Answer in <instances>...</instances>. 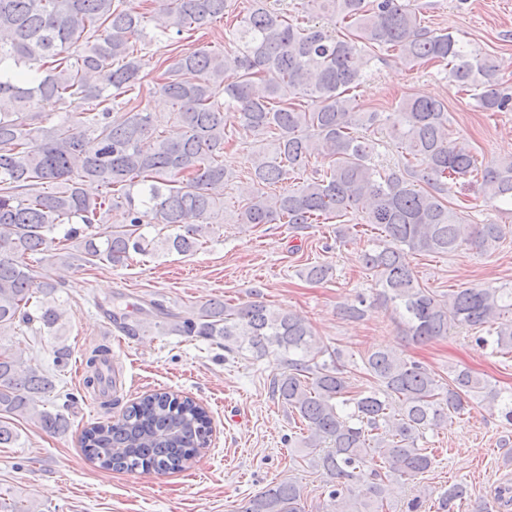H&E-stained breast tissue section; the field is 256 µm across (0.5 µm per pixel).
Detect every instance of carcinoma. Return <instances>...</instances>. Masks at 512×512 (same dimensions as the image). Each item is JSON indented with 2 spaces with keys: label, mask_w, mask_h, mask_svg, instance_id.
I'll return each instance as SVG.
<instances>
[{
  "label": "carcinoma",
  "mask_w": 512,
  "mask_h": 512,
  "mask_svg": "<svg viewBox=\"0 0 512 512\" xmlns=\"http://www.w3.org/2000/svg\"><path fill=\"white\" fill-rule=\"evenodd\" d=\"M425 5L416 0H299L296 9L347 24L351 38L321 25L300 26L266 0H248L245 14L233 0H0V334L35 329L57 336L63 314L56 305L62 280L40 274L32 256L62 266L76 262L123 265L131 254L154 256L199 250L224 217L227 139L224 110L233 109L260 148L250 157V182L241 193L239 224H289L304 230L322 217L360 213L377 231L362 255L377 277V299L403 309L406 335L425 343L454 327L486 332L476 342L512 352V289L460 288L437 294L417 283L404 252L452 254L464 246L487 251L504 236L492 220L469 224L447 200L448 181L480 175L492 205L512 206V160L486 165L469 146L450 137L448 105L408 95L380 119L350 95L359 87L357 42L397 52L409 65L443 63L453 81L473 93L477 107L502 112L512 95L496 84L498 61L466 49L452 34L421 24ZM225 16L239 54L201 46L172 62L157 60L155 91L173 111L160 117L138 100L149 61L136 42H166L185 31L206 32ZM61 112L56 122L51 113ZM385 122L401 159L380 169L378 143L368 131ZM172 124L173 134L158 130ZM91 138L97 150L85 152ZM324 161L309 169L311 160ZM309 176L278 193L267 189L294 176ZM122 219L100 240L94 233L114 209ZM68 224L63 236H54ZM173 232L149 236L144 228ZM82 236L75 254L68 242ZM328 264H309L299 276L321 283ZM360 296L340 308L349 320L364 316ZM110 316L136 334L139 324L112 299ZM163 326L180 336L224 341V351L247 348L262 357L284 356L286 371L270 384L272 396L305 423L299 446L330 478L329 498L338 512H383L391 483L428 472L434 457L419 447L426 431L448 426L482 398L499 392L467 370L454 374L445 395L424 364L394 350L370 353L365 371L378 382L351 391L340 350L318 344L310 326L261 301L231 306L211 300L185 314L164 311ZM110 349L100 345L86 359V389H96ZM55 388L28 362L24 350L0 348V447L13 444L15 417L35 419L62 432L61 413L39 409ZM210 419L189 396L163 391L142 396L114 424L85 428L81 448L112 471L189 468L207 446ZM465 487L454 483L436 512H455ZM302 491L291 482L266 488L243 512H304Z\"/></svg>",
  "instance_id": "carcinoma-1"
}]
</instances>
